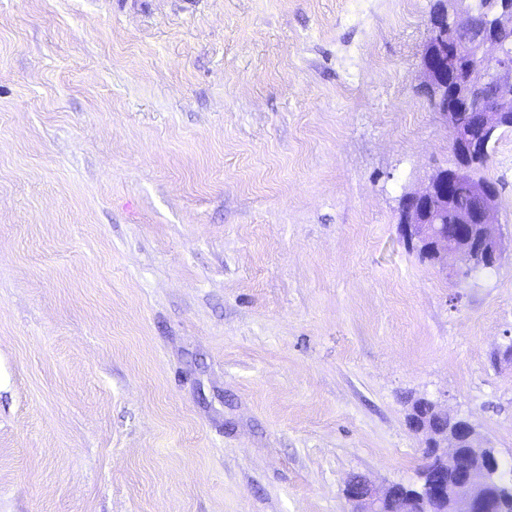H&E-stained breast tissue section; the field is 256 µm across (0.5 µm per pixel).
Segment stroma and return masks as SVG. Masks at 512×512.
I'll use <instances>...</instances> for the list:
<instances>
[{"instance_id": "stroma-1", "label": "stroma", "mask_w": 512, "mask_h": 512, "mask_svg": "<svg viewBox=\"0 0 512 512\" xmlns=\"http://www.w3.org/2000/svg\"><path fill=\"white\" fill-rule=\"evenodd\" d=\"M434 0H0V512H345L427 397L512 458L504 251L445 277Z\"/></svg>"}]
</instances>
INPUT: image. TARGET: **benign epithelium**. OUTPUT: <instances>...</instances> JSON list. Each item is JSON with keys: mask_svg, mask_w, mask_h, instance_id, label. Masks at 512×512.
<instances>
[{"mask_svg": "<svg viewBox=\"0 0 512 512\" xmlns=\"http://www.w3.org/2000/svg\"><path fill=\"white\" fill-rule=\"evenodd\" d=\"M478 0H437L429 17V38L421 52L420 77L430 104L444 120L456 165L437 169L427 186L401 198L397 223L406 240L440 270L469 276L495 266L502 257L500 227L494 221L496 184L476 176L489 157V143L512 128V0H484V24L474 27ZM467 32L463 45L448 34ZM478 112L482 133L473 137L463 115ZM467 187L469 204H458L457 188ZM456 258L461 266H448ZM441 427L410 421L425 436L424 464L412 484L377 486L362 476L347 483L349 512H391L403 500L406 512H501L512 499V478L502 459L487 448L465 418L424 399Z\"/></svg>", "mask_w": 512, "mask_h": 512, "instance_id": "7a95c632", "label": "benign epithelium"}]
</instances>
